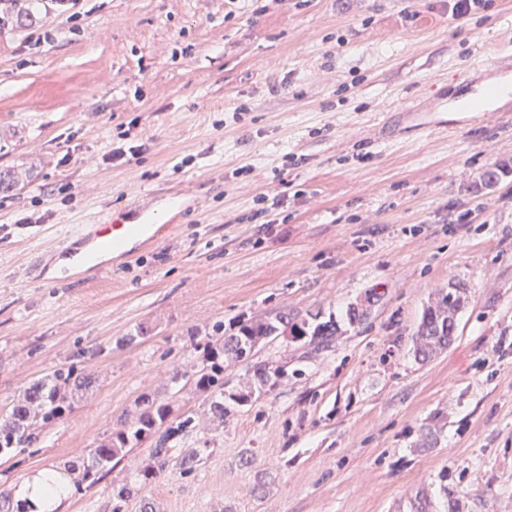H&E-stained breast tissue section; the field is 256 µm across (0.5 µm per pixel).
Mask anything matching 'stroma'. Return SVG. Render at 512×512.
<instances>
[{
    "instance_id": "35a3bbf8",
    "label": "stroma",
    "mask_w": 512,
    "mask_h": 512,
    "mask_svg": "<svg viewBox=\"0 0 512 512\" xmlns=\"http://www.w3.org/2000/svg\"><path fill=\"white\" fill-rule=\"evenodd\" d=\"M453 5L0 0V404L60 367L89 380L0 457V512L31 473L78 479L150 394L197 432L143 484L150 447L129 450L61 512H112L123 484L122 512H512V105H445L512 77V0ZM108 215L172 229L51 276ZM454 285L452 340L418 358ZM280 312L335 317L333 348L260 344L288 377L217 420L181 373L216 324ZM445 291L440 289L435 302L428 306L417 330L416 353L423 359L437 350L448 346L454 329V316L461 307V295L458 288Z\"/></svg>"
}]
</instances>
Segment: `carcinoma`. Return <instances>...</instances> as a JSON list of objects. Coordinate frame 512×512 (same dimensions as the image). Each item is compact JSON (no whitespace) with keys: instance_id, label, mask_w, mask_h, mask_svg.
<instances>
[{"instance_id":"obj_1","label":"carcinoma","mask_w":512,"mask_h":512,"mask_svg":"<svg viewBox=\"0 0 512 512\" xmlns=\"http://www.w3.org/2000/svg\"><path fill=\"white\" fill-rule=\"evenodd\" d=\"M460 307V291L441 289L437 292L435 302L427 307L417 330L416 353L419 356L428 358L448 346L454 316ZM282 327L314 352L329 348L337 332L335 321H321L317 314L291 322L288 314L278 313L271 319L240 321L235 332L206 343L203 365L191 373V379L196 388L206 393L213 416L224 418L231 412L232 404L241 405L255 394L271 391L286 376L285 366L256 360L250 364L251 379L246 387L230 394L224 390V362L237 361L242 351L250 353L261 342L274 340L282 334ZM82 384L84 380L74 368H59L33 383L23 399L8 407H0V454L29 447L40 428L63 418L71 408L67 393ZM136 405V421L131 425L122 424L91 450V464L84 467L77 488L95 486L126 449L137 448L149 441L152 443L151 463L141 473L146 481L165 471L176 445L196 431V418L192 412L174 418L170 403L148 395L138 398Z\"/></svg>"}]
</instances>
